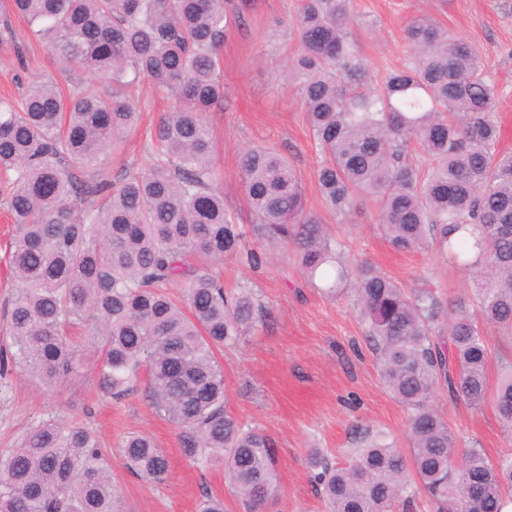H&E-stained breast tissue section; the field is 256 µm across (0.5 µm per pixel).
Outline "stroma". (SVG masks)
<instances>
[{
  "instance_id": "1",
  "label": "stroma",
  "mask_w": 512,
  "mask_h": 512,
  "mask_svg": "<svg viewBox=\"0 0 512 512\" xmlns=\"http://www.w3.org/2000/svg\"><path fill=\"white\" fill-rule=\"evenodd\" d=\"M354 5L350 32L372 73L401 67L409 53L404 29L417 15H430L473 45L495 89L498 150L512 152V0H354ZM299 6V0H243L240 20L224 43V100L207 119L216 139L214 161L225 209L238 223L252 227L255 218L245 199L239 153L248 146L272 148L293 165L308 208L350 258L374 264L409 288L448 299L472 298L468 276L435 249L395 251L377 223L374 201H358L344 215L324 208L304 109L295 87L279 80L296 45L293 21ZM36 77L67 89L85 75L59 67L43 43L29 38L25 23L12 15L9 0H0V99H19L23 86ZM136 98L141 121L105 161L115 182L143 164L146 132L168 104L164 93L147 84ZM12 235L0 197V347L11 343L6 313L18 287L9 265ZM219 271L225 287L250 288L262 309L251 335L224 349L219 360L228 410L240 422L262 429L276 448L278 495L266 512H323L309 478V448L341 459L345 450L356 447L361 429L385 431L397 446H404L409 414L379 378L363 340L353 288L335 298L324 295L304 280L290 245L254 267L242 257L224 259ZM69 342L80 350L79 366L56 392H45L13 367L0 374V456H7L44 420H75L97 435L122 490L125 512H197L207 494L223 499L224 512H245L223 467H197L180 447L176 428L155 414L141 393L118 400L98 394L97 353L88 336L76 333ZM436 405L467 444L485 449L492 458L512 450V435L503 431L491 406H454L442 393ZM132 432L151 436L166 452L165 483L150 484L127 472L121 442Z\"/></svg>"
}]
</instances>
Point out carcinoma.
<instances>
[{
    "label": "carcinoma",
    "mask_w": 512,
    "mask_h": 512,
    "mask_svg": "<svg viewBox=\"0 0 512 512\" xmlns=\"http://www.w3.org/2000/svg\"><path fill=\"white\" fill-rule=\"evenodd\" d=\"M32 36L66 67L91 77L73 91L35 79L21 108L0 100V192L15 226L10 263L19 287L8 309L9 359L45 390L76 372L64 333L86 329L98 353L96 387L120 399L147 381L155 412L172 423L198 467L224 474L250 512L278 491L270 437L227 410L225 347L250 335L259 304L228 290L209 265L238 254L244 225L224 210L206 114L224 99L221 52L235 0H10ZM353 0H301L286 80L297 86L326 207L359 199L398 251L434 245L475 281V300L443 301L350 260L305 202L287 158L239 155L260 247L292 243L301 275L334 293L353 278L365 341L386 389L409 411L408 451L360 433L342 462L313 449L311 482L326 512H389L426 499L432 512H502L512 453L460 450L435 406L493 405L512 431V155L497 152L494 90L475 48L427 15L405 29L404 66L374 76L350 38ZM149 81L172 100L150 130L147 164L118 184L102 158L136 121L128 97ZM425 160L407 162L409 144ZM89 168L86 177L70 164ZM508 334L490 386L492 349L479 323ZM440 327L444 332L434 333ZM125 468L153 484L168 460L131 434ZM0 512H123L95 434L49 419L0 461Z\"/></svg>",
    "instance_id": "obj_1"
}]
</instances>
